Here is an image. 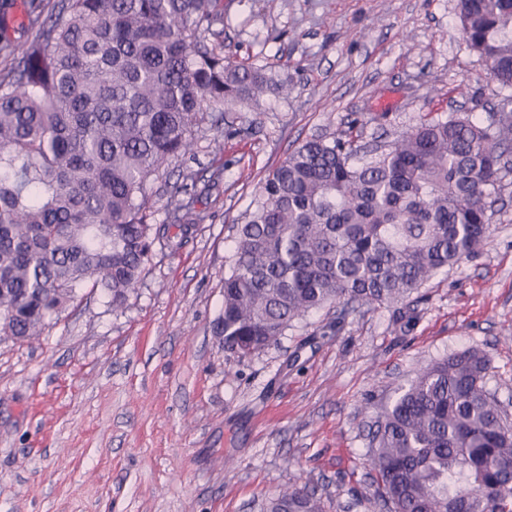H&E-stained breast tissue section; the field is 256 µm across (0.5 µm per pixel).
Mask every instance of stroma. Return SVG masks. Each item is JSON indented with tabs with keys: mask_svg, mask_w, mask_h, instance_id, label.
Masks as SVG:
<instances>
[{
	"mask_svg": "<svg viewBox=\"0 0 512 512\" xmlns=\"http://www.w3.org/2000/svg\"><path fill=\"white\" fill-rule=\"evenodd\" d=\"M223 3L209 45L288 89L215 106L219 123L150 178L152 225L188 173L207 219L179 249L154 247L121 307L87 288L34 343L0 340V512H264L295 485L325 512H383L370 432L421 366L466 348L489 360L512 424V169L488 243L402 311L365 306L326 334L325 308L245 358L215 339L237 227L290 152L370 148L424 120L486 117L503 96L456 0Z\"/></svg>",
	"mask_w": 512,
	"mask_h": 512,
	"instance_id": "35a3bbf8",
	"label": "stroma"
}]
</instances>
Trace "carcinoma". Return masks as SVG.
<instances>
[{
  "label": "carcinoma",
  "mask_w": 512,
  "mask_h": 512,
  "mask_svg": "<svg viewBox=\"0 0 512 512\" xmlns=\"http://www.w3.org/2000/svg\"><path fill=\"white\" fill-rule=\"evenodd\" d=\"M221 0H25L0 38V335L31 341L86 286L122 305L150 252L147 180L193 149L203 105L256 104L273 79L226 60L205 34ZM468 47L512 88V0H458ZM36 31L29 38L26 33ZM505 96L486 119L450 116L358 157L313 139L261 183L237 230L212 331L246 357L325 307L401 309L490 238L487 205L512 155ZM167 246L207 215L169 189ZM488 359L465 349L427 364L370 440L387 512H512V426L485 387ZM305 487L266 512H323Z\"/></svg>",
  "instance_id": "obj_1"
}]
</instances>
